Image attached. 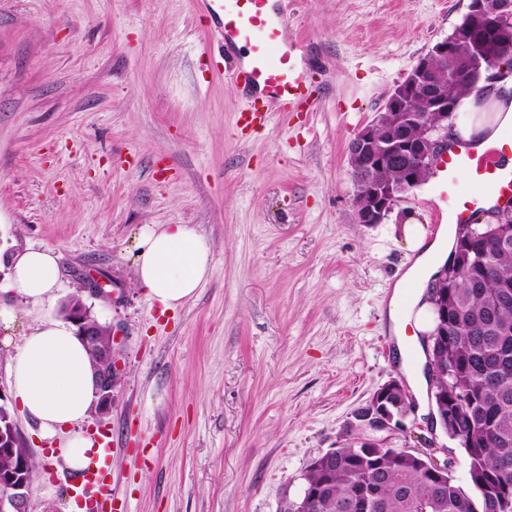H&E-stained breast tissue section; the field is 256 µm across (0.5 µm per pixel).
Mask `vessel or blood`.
I'll use <instances>...</instances> for the list:
<instances>
[{"mask_svg":"<svg viewBox=\"0 0 512 512\" xmlns=\"http://www.w3.org/2000/svg\"><path fill=\"white\" fill-rule=\"evenodd\" d=\"M196 9L221 52L210 58V67L229 73L243 94L249 123L266 125L274 110L309 111L316 90L309 72L296 63L303 46L271 0H196ZM499 156L462 142L442 150L432 175L439 223H470L493 199L512 198V171L501 169ZM463 173L473 191L459 192Z\"/></svg>","mask_w":512,"mask_h":512,"instance_id":"b4317fda","label":"vessel or blood"}]
</instances>
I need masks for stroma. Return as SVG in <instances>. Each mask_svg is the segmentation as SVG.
Listing matches in <instances>:
<instances>
[{
    "label": "stroma",
    "instance_id": "stroma-1",
    "mask_svg": "<svg viewBox=\"0 0 512 512\" xmlns=\"http://www.w3.org/2000/svg\"><path fill=\"white\" fill-rule=\"evenodd\" d=\"M469 0H278L306 51L312 111L247 127L193 0H0V247L50 246L61 280L0 345V391L24 328L60 319L82 277H107L94 316L122 336L107 415L112 512H280L311 460L354 434L405 379L388 303L413 261L405 224L435 237L428 185L379 224L356 221L348 147ZM163 166L165 177L154 175ZM147 224L211 242L207 279L166 309L134 282ZM39 471L30 512H79L82 479L11 403ZM435 441L412 415L393 448Z\"/></svg>",
    "mask_w": 512,
    "mask_h": 512
}]
</instances>
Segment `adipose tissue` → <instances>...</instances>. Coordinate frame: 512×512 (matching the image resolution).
I'll use <instances>...</instances> for the list:
<instances>
[{"mask_svg": "<svg viewBox=\"0 0 512 512\" xmlns=\"http://www.w3.org/2000/svg\"><path fill=\"white\" fill-rule=\"evenodd\" d=\"M485 96L493 109L478 111L474 95L463 96L457 105L453 131L481 152L497 148L502 128L512 126V74L488 85ZM451 247L447 230L434 240L423 234L410 238L416 258L403 282L394 287L388 318L394 335H401L402 304L416 305L421 285L430 281ZM211 262L208 241L185 224H150L142 228L135 264L136 285L167 308L192 298L205 280ZM61 277L59 255L49 247H31L12 259L9 297L0 300V343L10 344L21 321V302L49 301ZM416 292H407V284ZM19 302H12V295ZM13 394L23 411L34 420L42 437L56 439L57 453L70 470L83 475L103 464L97 438L82 430L96 400L92 359L67 322L49 321L29 330L10 358Z\"/></svg>", "mask_w": 512, "mask_h": 512, "instance_id": "1", "label": "adipose tissue"}]
</instances>
